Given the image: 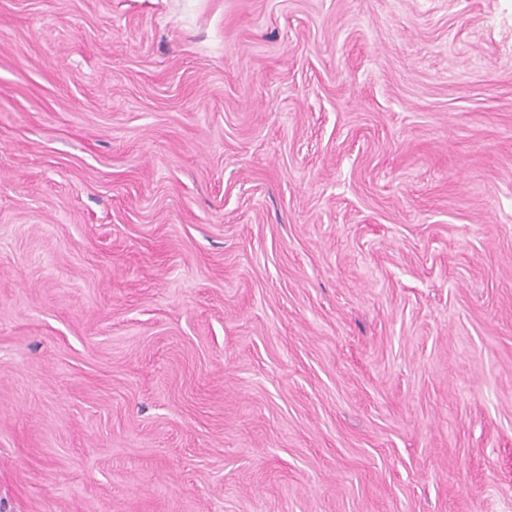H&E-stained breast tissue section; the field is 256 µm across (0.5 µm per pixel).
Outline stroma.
<instances>
[{
    "mask_svg": "<svg viewBox=\"0 0 512 512\" xmlns=\"http://www.w3.org/2000/svg\"><path fill=\"white\" fill-rule=\"evenodd\" d=\"M0 512H512V0H0Z\"/></svg>",
    "mask_w": 512,
    "mask_h": 512,
    "instance_id": "obj_1",
    "label": "stroma"
}]
</instances>
